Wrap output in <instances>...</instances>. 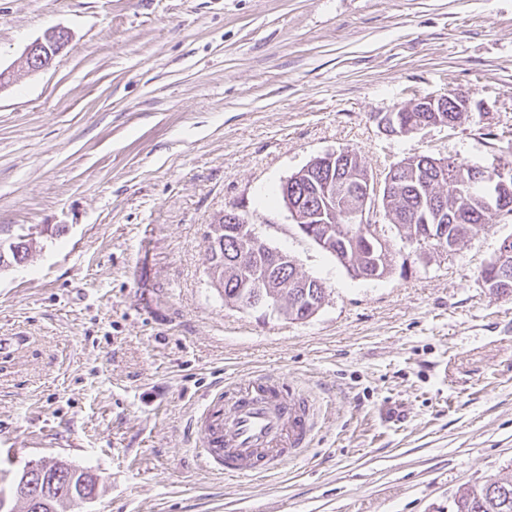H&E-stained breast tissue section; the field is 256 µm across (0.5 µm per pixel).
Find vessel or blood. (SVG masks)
Returning a JSON list of instances; mask_svg holds the SVG:
<instances>
[{
    "label": "vessel or blood",
    "mask_w": 512,
    "mask_h": 512,
    "mask_svg": "<svg viewBox=\"0 0 512 512\" xmlns=\"http://www.w3.org/2000/svg\"><path fill=\"white\" fill-rule=\"evenodd\" d=\"M317 408L280 379L256 374L215 392L194 425L201 433L200 466L215 475L264 478L308 448Z\"/></svg>",
    "instance_id": "obj_1"
}]
</instances>
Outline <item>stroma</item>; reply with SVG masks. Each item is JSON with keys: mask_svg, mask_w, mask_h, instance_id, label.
<instances>
[{"mask_svg": "<svg viewBox=\"0 0 512 512\" xmlns=\"http://www.w3.org/2000/svg\"><path fill=\"white\" fill-rule=\"evenodd\" d=\"M0 464L58 458L99 478L78 512H451L512 480V295L480 271L512 218L457 251L390 234L391 270L352 277L289 219L281 184L355 150L374 175L414 154L512 158V0H0ZM472 95L454 127L378 117ZM237 208L300 272L318 313L225 305L205 236ZM322 409L265 480L199 468L207 392L254 372ZM51 56V49L43 38L33 41L27 46L24 54L28 72H36L47 68L51 63ZM433 120L427 119L425 123L413 124V122L405 123L401 115L396 112H389L379 121L381 129L391 136H407L418 130L433 126ZM2 232L3 229L0 228V269L27 260L32 248V242L27 239L29 235L2 238Z\"/></svg>", "mask_w": 512, "mask_h": 512, "instance_id": "obj_1", "label": "stroma"}]
</instances>
